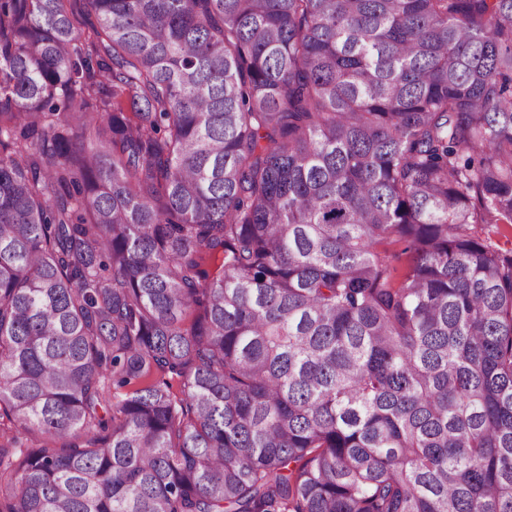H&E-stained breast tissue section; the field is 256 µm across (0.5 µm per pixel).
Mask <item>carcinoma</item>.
<instances>
[{
  "mask_svg": "<svg viewBox=\"0 0 512 512\" xmlns=\"http://www.w3.org/2000/svg\"><path fill=\"white\" fill-rule=\"evenodd\" d=\"M82 2L0 0V512H512V0Z\"/></svg>",
  "mask_w": 512,
  "mask_h": 512,
  "instance_id": "cac0c4a2",
  "label": "carcinoma"
}]
</instances>
